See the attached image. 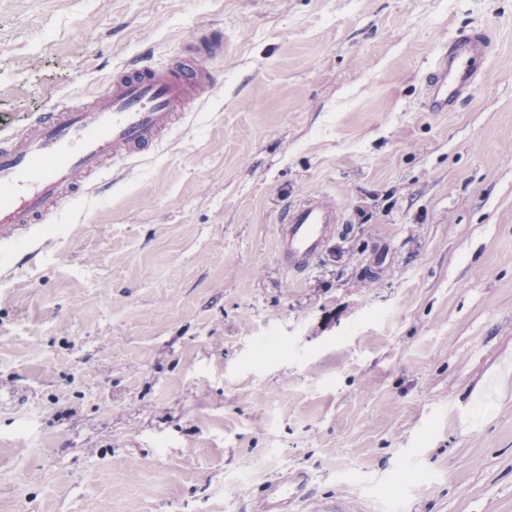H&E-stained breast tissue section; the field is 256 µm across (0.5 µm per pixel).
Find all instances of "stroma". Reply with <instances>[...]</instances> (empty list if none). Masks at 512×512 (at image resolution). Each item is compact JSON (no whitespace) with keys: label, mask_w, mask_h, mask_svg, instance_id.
Returning <instances> with one entry per match:
<instances>
[{"label":"stroma","mask_w":512,"mask_h":512,"mask_svg":"<svg viewBox=\"0 0 512 512\" xmlns=\"http://www.w3.org/2000/svg\"><path fill=\"white\" fill-rule=\"evenodd\" d=\"M203 31L222 87L0 243V512H512V0H0V140ZM459 30L491 42L423 107ZM345 222L303 273L287 205ZM482 32L459 31L431 66L426 93L429 112H449L465 101L479 75L477 64L486 58ZM309 475L298 471L267 482L259 499L261 512H291L307 495Z\"/></svg>","instance_id":"35a3bbf8"}]
</instances>
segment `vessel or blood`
<instances>
[{
    "instance_id": "b4317fda",
    "label": "vessel or blood",
    "mask_w": 512,
    "mask_h": 512,
    "mask_svg": "<svg viewBox=\"0 0 512 512\" xmlns=\"http://www.w3.org/2000/svg\"><path fill=\"white\" fill-rule=\"evenodd\" d=\"M194 58L157 71L132 64L113 76L83 105L56 104L33 125L0 141V242L8 243L48 222L66 193L92 192L86 176L107 161L135 159L154 152L160 134L171 129L218 86L208 66L216 50L194 35ZM487 55L483 33L460 31L431 66L426 107L448 112L465 101ZM344 217L326 194L316 193L289 205L277 237L285 270L308 269L333 239ZM309 476L298 471L267 482L260 512H293L308 491Z\"/></svg>"
}]
</instances>
